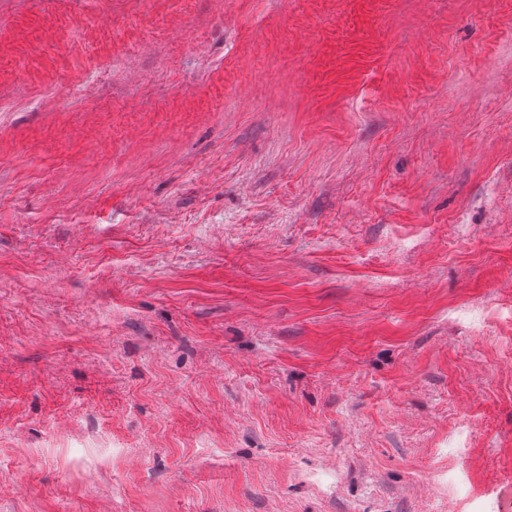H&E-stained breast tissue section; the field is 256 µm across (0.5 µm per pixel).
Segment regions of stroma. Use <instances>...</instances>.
<instances>
[{
  "label": "stroma",
  "mask_w": 512,
  "mask_h": 512,
  "mask_svg": "<svg viewBox=\"0 0 512 512\" xmlns=\"http://www.w3.org/2000/svg\"><path fill=\"white\" fill-rule=\"evenodd\" d=\"M511 491L512 0H0V512Z\"/></svg>",
  "instance_id": "stroma-1"
}]
</instances>
